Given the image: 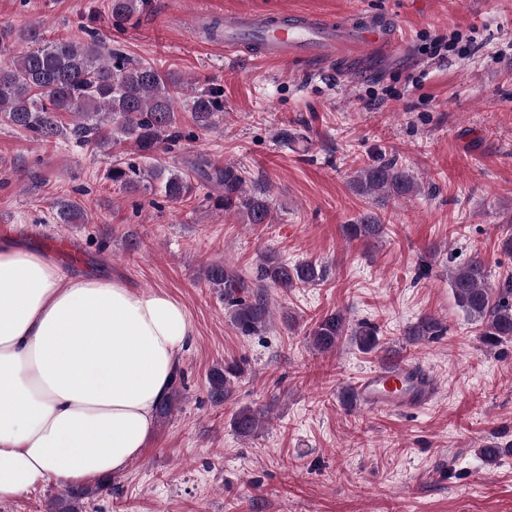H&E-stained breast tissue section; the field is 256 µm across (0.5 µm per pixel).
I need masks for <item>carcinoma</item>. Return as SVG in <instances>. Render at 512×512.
Segmentation results:
<instances>
[{"instance_id":"obj_1","label":"carcinoma","mask_w":512,"mask_h":512,"mask_svg":"<svg viewBox=\"0 0 512 512\" xmlns=\"http://www.w3.org/2000/svg\"><path fill=\"white\" fill-rule=\"evenodd\" d=\"M146 4V0H111L115 24L122 25ZM30 44L9 66H0V115L8 122L40 141L73 140L78 144L105 142L96 133L105 124H112L121 138L140 152L152 154L179 137L176 104L181 85L170 73H164L148 63H132L117 52H105L99 41L86 43L48 41L39 25L19 33ZM67 112L73 123L65 126L59 114ZM191 112L202 128L214 126L224 112L219 91L210 88L192 97ZM207 182L224 189L218 205L224 213L234 214L246 224L271 223L270 190L250 183L238 165L224 163L211 171L198 165ZM105 179L125 190L153 189L170 201H178L192 191L193 186L178 171L139 172L132 164H114ZM356 186L365 195L382 198H409L420 192L421 186L398 160L389 158L371 164L357 172ZM57 216L69 224L76 217L74 202L64 198L57 202ZM387 225L371 212L362 214L348 225L353 239L380 238ZM327 269L312 262L289 265L274 255L265 257L257 282L247 281L241 274L220 264L204 270L205 279L224 294V305L231 322L243 336L264 328L271 319L270 302L265 291L268 286L296 288L317 285L324 281ZM458 306L467 319L475 324L483 341L501 344L512 341V274L491 279L484 257L473 253L460 267L449 274ZM447 332V327L430 315L421 316L405 328L410 342L435 340ZM363 352L379 348L377 326L362 322L349 327L347 317L340 311L321 318L310 331L314 349L328 352L336 349L344 337ZM244 371L242 365L231 363L210 374V396L216 403L231 394L233 379ZM264 417L249 408H240L233 420L234 431L243 438L256 435L263 427ZM484 462L495 464L503 455V447L490 442L479 449ZM111 485L106 479L97 487L71 486L61 498L51 503L50 512H86L95 494Z\"/></svg>"}]
</instances>
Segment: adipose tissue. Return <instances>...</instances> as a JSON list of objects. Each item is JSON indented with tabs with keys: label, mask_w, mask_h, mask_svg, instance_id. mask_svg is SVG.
Returning a JSON list of instances; mask_svg holds the SVG:
<instances>
[{
	"label": "adipose tissue",
	"mask_w": 512,
	"mask_h": 512,
	"mask_svg": "<svg viewBox=\"0 0 512 512\" xmlns=\"http://www.w3.org/2000/svg\"><path fill=\"white\" fill-rule=\"evenodd\" d=\"M192 335L167 293L0 238V501L139 456Z\"/></svg>",
	"instance_id": "adipose-tissue-1"
}]
</instances>
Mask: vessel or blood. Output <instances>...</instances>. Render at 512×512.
I'll return each instance as SVG.
<instances>
[{"instance_id": "vessel-or-blood-1", "label": "vessel or blood", "mask_w": 512, "mask_h": 512, "mask_svg": "<svg viewBox=\"0 0 512 512\" xmlns=\"http://www.w3.org/2000/svg\"><path fill=\"white\" fill-rule=\"evenodd\" d=\"M210 38L223 44L228 57L250 46L257 58L276 65L307 59L321 67L338 60L352 62L380 51L394 53L404 44L401 23L364 11L333 19L288 10L229 12ZM350 392L365 409L390 413L428 404L438 387L425 371L404 363L366 372L351 385Z\"/></svg>"}]
</instances>
